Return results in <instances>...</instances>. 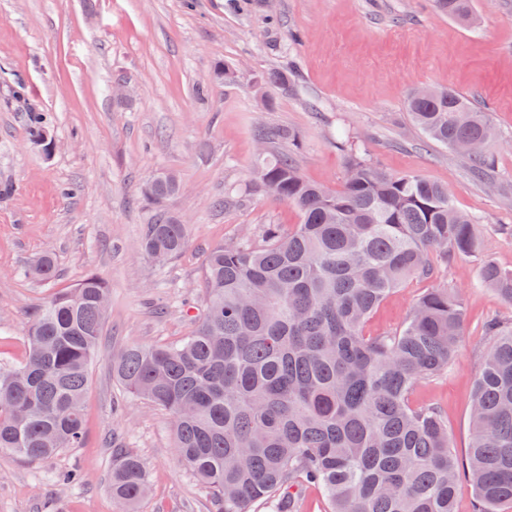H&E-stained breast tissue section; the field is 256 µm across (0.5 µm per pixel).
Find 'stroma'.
<instances>
[{
	"instance_id": "35a3bbf8",
	"label": "stroma",
	"mask_w": 512,
	"mask_h": 512,
	"mask_svg": "<svg viewBox=\"0 0 512 512\" xmlns=\"http://www.w3.org/2000/svg\"><path fill=\"white\" fill-rule=\"evenodd\" d=\"M465 27L431 0H0V363L23 362L30 319L49 295L86 274L110 305L83 404L84 445L43 462L0 453V512H117L109 491L117 450L137 456L150 486L134 512H216L178 459L172 419L128 397L110 361L131 344L189 336L202 304L207 251L294 227L290 205L251 194L255 126L290 131L303 176L341 186L351 157L448 186L478 223L483 253L512 269V0H474ZM235 70L226 84L217 66ZM291 72L294 88L254 76ZM431 84L473 97L499 133L491 182L411 122L406 99ZM42 118L35 138L30 113ZM170 172L169 213L189 225L187 247L159 264L141 249L153 210L140 198ZM53 255L58 275L27 276ZM465 298L468 322L448 371L421 382L413 404L448 418L458 459L470 443L472 379L488 339L483 321L512 320L471 258L440 267ZM428 288L411 280L371 314L364 332L394 333ZM75 470L79 483L57 474Z\"/></svg>"
}]
</instances>
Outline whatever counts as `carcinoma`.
Here are the masks:
<instances>
[{"label":"carcinoma","instance_id":"cac0c4a2","mask_svg":"<svg viewBox=\"0 0 512 512\" xmlns=\"http://www.w3.org/2000/svg\"><path fill=\"white\" fill-rule=\"evenodd\" d=\"M432 2L474 22L472 0ZM406 108L442 147L456 152L464 141H484V151L464 158L491 179L496 133L487 112L437 88L410 92ZM255 138L267 147L255 188L294 206L300 223L287 231L268 224L256 243L211 249L192 334L128 346L112 358L113 374L129 397L172 417L176 453L219 512H254L257 503L298 512L305 483L322 490L330 512H454L462 474L476 512L512 508V322L484 325L489 344L473 379L463 468L441 409L410 399L454 361L467 322L461 294L438 283L395 334L363 332L392 292L410 280H436L438 261L478 260L483 282L511 304L512 269L483 256L475 219L453 206L448 187L353 160L341 188L330 190L275 147L294 134L258 127ZM179 191L169 174L142 188L155 210L141 238L152 260L174 259L188 244L189 225L165 211ZM30 274L53 282V258L38 257ZM108 295L91 273L31 318L25 362L0 364L1 452L36 462L82 447V403ZM147 487L134 455L112 470V499L122 505L135 504Z\"/></svg>","mask_w":512,"mask_h":512}]
</instances>
